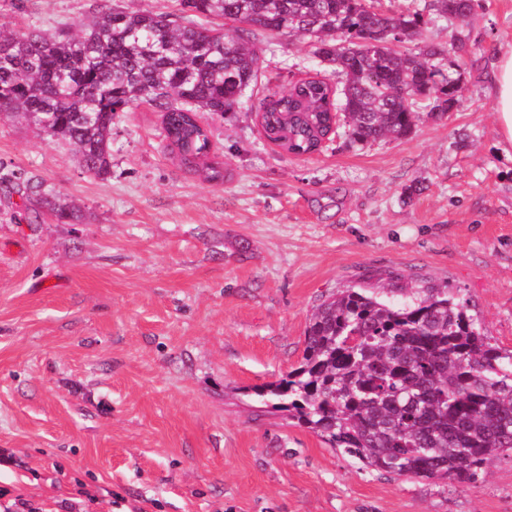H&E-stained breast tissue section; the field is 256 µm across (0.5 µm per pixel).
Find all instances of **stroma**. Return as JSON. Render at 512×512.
Returning <instances> with one entry per match:
<instances>
[{"label":"stroma","instance_id":"35a3bbf8","mask_svg":"<svg viewBox=\"0 0 512 512\" xmlns=\"http://www.w3.org/2000/svg\"><path fill=\"white\" fill-rule=\"evenodd\" d=\"M99 0H0V27L79 28ZM435 20L427 39L447 43ZM460 92L401 139L295 156L260 94L201 113L220 183L181 166L146 103L112 121V168L0 118V171L79 208L34 217L0 184V504L12 512H512V456L460 486L359 468L263 404L338 290L439 286L512 350V148L488 76L512 0L459 28ZM270 90L337 82L308 38L259 31Z\"/></svg>","mask_w":512,"mask_h":512}]
</instances>
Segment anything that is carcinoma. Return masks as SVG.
I'll return each instance as SVG.
<instances>
[{
    "label": "carcinoma",
    "mask_w": 512,
    "mask_h": 512,
    "mask_svg": "<svg viewBox=\"0 0 512 512\" xmlns=\"http://www.w3.org/2000/svg\"><path fill=\"white\" fill-rule=\"evenodd\" d=\"M172 2L166 13L99 5L76 33L0 30V112L73 144L81 167L104 177L112 120L146 102L162 112L179 161L222 182L224 169L206 163L211 142L197 113L229 112L255 90L253 30L309 38L343 77L339 87L300 79L259 103L265 137L308 155L339 132L362 145L401 138L421 107L446 114L458 84L445 60L464 40L451 38L448 49L426 41L423 27L431 13L466 22L477 0H412L397 15L374 0ZM13 190L61 223L80 218L38 178L17 177ZM254 394L374 471L466 484L512 453V352L488 342L446 288L404 302L368 288L338 291L313 313L299 365Z\"/></svg>",
    "instance_id": "obj_1"
}]
</instances>
